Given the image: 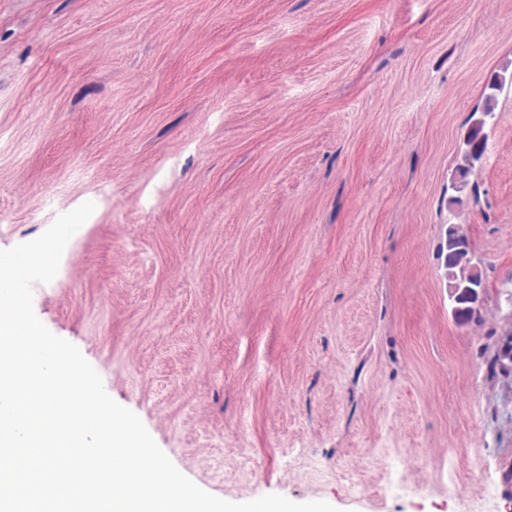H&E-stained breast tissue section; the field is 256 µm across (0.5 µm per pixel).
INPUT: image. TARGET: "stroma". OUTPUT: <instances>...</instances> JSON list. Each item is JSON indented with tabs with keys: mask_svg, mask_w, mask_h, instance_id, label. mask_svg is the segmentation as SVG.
<instances>
[{
	"mask_svg": "<svg viewBox=\"0 0 512 512\" xmlns=\"http://www.w3.org/2000/svg\"><path fill=\"white\" fill-rule=\"evenodd\" d=\"M87 201L35 313L200 488L512 512V0H0V250ZM438 250L439 255L445 254V275L456 314L467 319L479 316L478 296L479 291L485 288L486 276L472 262V245L458 224H448Z\"/></svg>",
	"mask_w": 512,
	"mask_h": 512,
	"instance_id": "1",
	"label": "stroma"
}]
</instances>
